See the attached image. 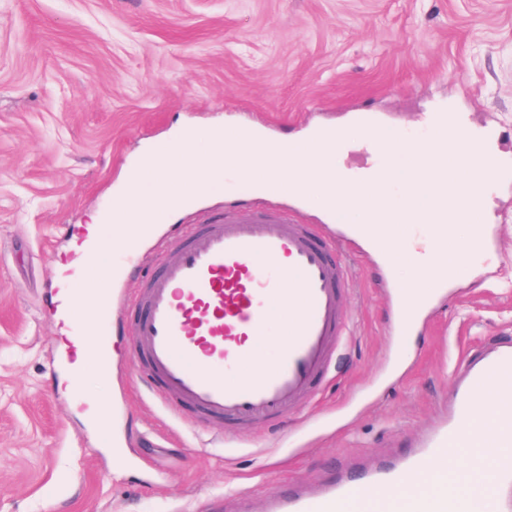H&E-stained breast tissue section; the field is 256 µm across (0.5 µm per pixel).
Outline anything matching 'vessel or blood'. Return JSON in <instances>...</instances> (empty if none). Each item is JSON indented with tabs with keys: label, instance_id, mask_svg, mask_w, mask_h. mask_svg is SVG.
<instances>
[{
	"label": "vessel or blood",
	"instance_id": "1",
	"mask_svg": "<svg viewBox=\"0 0 512 512\" xmlns=\"http://www.w3.org/2000/svg\"><path fill=\"white\" fill-rule=\"evenodd\" d=\"M449 140L467 144L475 162L489 158L484 138L463 120L433 118ZM252 207H225L205 224L158 238L160 267L144 273L131 298L133 361L169 405L185 408L227 431L273 422L305 403L324 378L347 330L343 303L349 270L333 237L299 223L303 197L276 187L261 189ZM83 305L96 323L83 332L102 379L112 374V301L95 288ZM284 338L268 360L257 354L267 336ZM495 388L501 425L483 430L478 398ZM493 448L490 473L473 471L470 493L419 494L406 512H512V349L464 363L447 416L420 448L378 464L358 482L331 479L312 490L272 500L267 512H342L365 499L367 512H392L391 490L427 471L455 448Z\"/></svg>",
	"mask_w": 512,
	"mask_h": 512
}]
</instances>
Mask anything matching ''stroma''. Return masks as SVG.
<instances>
[{"instance_id": "stroma-1", "label": "stroma", "mask_w": 512, "mask_h": 512, "mask_svg": "<svg viewBox=\"0 0 512 512\" xmlns=\"http://www.w3.org/2000/svg\"><path fill=\"white\" fill-rule=\"evenodd\" d=\"M451 108L512 159V0H0V512H266L293 486L407 456L447 412L465 358L512 346V183L485 213L489 247L392 334L407 262L341 241L348 334L328 380L274 425L222 435L136 381L112 339L115 447L67 392L61 288L129 294L138 275L73 265L124 171L182 125L270 136L371 112L428 132Z\"/></svg>"}]
</instances>
